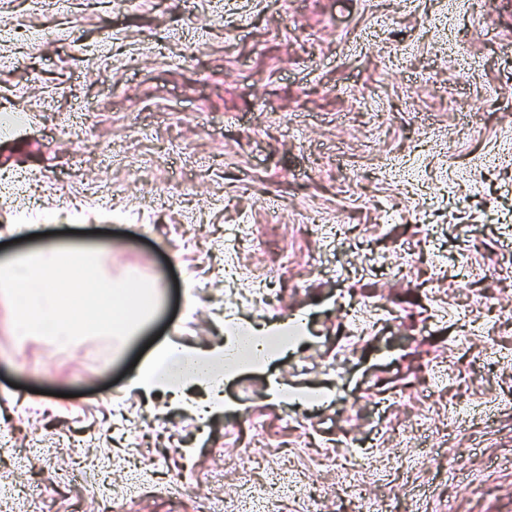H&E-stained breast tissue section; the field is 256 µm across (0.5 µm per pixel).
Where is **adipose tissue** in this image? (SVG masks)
Listing matches in <instances>:
<instances>
[{"label": "adipose tissue", "mask_w": 512, "mask_h": 512, "mask_svg": "<svg viewBox=\"0 0 512 512\" xmlns=\"http://www.w3.org/2000/svg\"><path fill=\"white\" fill-rule=\"evenodd\" d=\"M157 289V283L137 274L111 278L96 247L51 240L0 262V298L11 308L15 334L43 336L61 345L83 336L131 335L152 312ZM297 330L287 321L262 328L230 323L223 346L215 350L161 348L133 376L131 386L148 393L176 383L215 381L220 373L268 362L269 354L258 352V343L275 340L284 347Z\"/></svg>", "instance_id": "adipose-tissue-1"}]
</instances>
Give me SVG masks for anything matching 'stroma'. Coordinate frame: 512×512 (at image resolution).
Instances as JSON below:
<instances>
[{"mask_svg":"<svg viewBox=\"0 0 512 512\" xmlns=\"http://www.w3.org/2000/svg\"><path fill=\"white\" fill-rule=\"evenodd\" d=\"M6 113L0 172L31 190L0 196V259L60 231L165 290L136 335L65 347L19 341L0 303V485L57 512L105 492L194 512L199 490L222 510L271 486L233 467L259 448L283 461L275 512L309 487L347 512L354 484L396 512H512V0H0ZM100 180L111 198L86 196ZM256 281L273 305L240 301ZM230 319L301 337L225 375L228 411L199 416L200 385L130 390L138 360L216 348ZM359 440L364 460L322 463ZM135 453L169 476L131 493Z\"/></svg>","mask_w":512,"mask_h":512,"instance_id":"obj_1","label":"stroma"}]
</instances>
